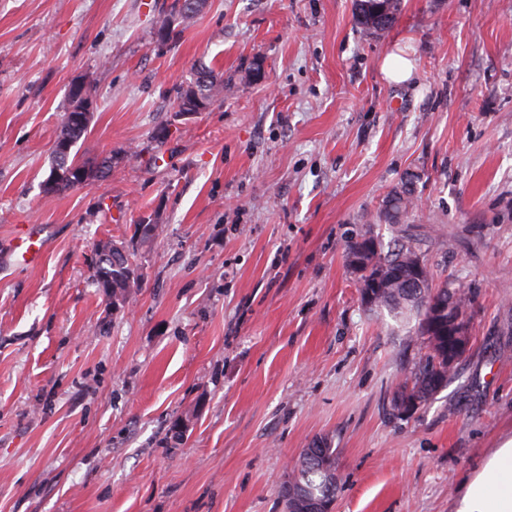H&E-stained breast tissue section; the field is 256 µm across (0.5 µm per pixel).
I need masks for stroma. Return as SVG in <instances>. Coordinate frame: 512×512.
Wrapping results in <instances>:
<instances>
[{
  "mask_svg": "<svg viewBox=\"0 0 512 512\" xmlns=\"http://www.w3.org/2000/svg\"><path fill=\"white\" fill-rule=\"evenodd\" d=\"M172 2L0 0V512H286L322 443L333 512H453L512 437V0H403L378 36L352 0H206L162 43ZM200 61L232 86L176 116ZM77 78L76 158L112 168L48 197ZM410 175L415 212L384 222ZM148 218L113 307L95 249ZM21 224L38 265L9 254ZM368 233L419 240L472 299L468 354L410 415L391 397L425 349L361 301L345 255ZM383 72L395 82L407 81L413 74V64L398 55L388 54L383 61ZM319 456L309 455L311 448L302 449L297 467L288 484L280 491L286 509L293 506V495L313 500H331L336 498V448L318 445Z\"/></svg>",
  "mask_w": 512,
  "mask_h": 512,
  "instance_id": "1",
  "label": "stroma"
}]
</instances>
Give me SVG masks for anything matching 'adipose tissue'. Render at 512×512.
Wrapping results in <instances>:
<instances>
[{
	"instance_id": "1",
	"label": "adipose tissue",
	"mask_w": 512,
	"mask_h": 512,
	"mask_svg": "<svg viewBox=\"0 0 512 512\" xmlns=\"http://www.w3.org/2000/svg\"><path fill=\"white\" fill-rule=\"evenodd\" d=\"M454 512H512V437L462 479Z\"/></svg>"
}]
</instances>
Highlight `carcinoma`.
<instances>
[{"mask_svg":"<svg viewBox=\"0 0 512 512\" xmlns=\"http://www.w3.org/2000/svg\"><path fill=\"white\" fill-rule=\"evenodd\" d=\"M188 0H175L168 15L157 21V27L165 31V40H170L174 23L188 25L198 15L187 7ZM402 10V0H354L353 16L355 23L365 35L382 34L392 28ZM206 73L211 80L200 84L191 80L187 86L198 89L201 98L212 102L216 95L217 75L214 69L199 66L195 74ZM88 131V125L64 122L56 141L65 140L69 148L77 146ZM112 166V158L103 160L98 166L80 164L71 154L53 153L50 175L43 185L45 196L50 197L61 191L83 187L101 176L103 171ZM415 207L413 182L405 180L386 198L382 216L390 224H399ZM93 263V277L97 287L112 297V305L122 307L129 302L131 289L140 286L141 275L133 262L115 266L114 260L122 259L121 252L132 258L134 249L124 242L104 241L98 245ZM360 255L361 268L358 270L359 283L368 279H380L387 282L381 289L372 308H386L402 322H415L414 333L423 340L426 353L420 358L410 380L400 385L393 393L391 405L399 410L400 404L407 398L418 396L421 404H426L440 389L447 386L453 367L448 365V336H426L421 330L423 317L427 315L430 304H448L450 310L462 319H467V310L471 299L459 287L446 284L435 287L427 259L416 239L402 235L385 245L372 235L363 236L348 245V255ZM422 257L426 287L416 290L406 287L411 280L408 274L411 257ZM319 456L309 455L304 448L300 454L297 467L288 484L280 491L285 505L292 506L293 497L313 500H335L336 498V449L327 445L317 446Z\"/></svg>","mask_w":512,"mask_h":512,"instance_id":"carcinoma-1","label":"carcinoma"}]
</instances>
